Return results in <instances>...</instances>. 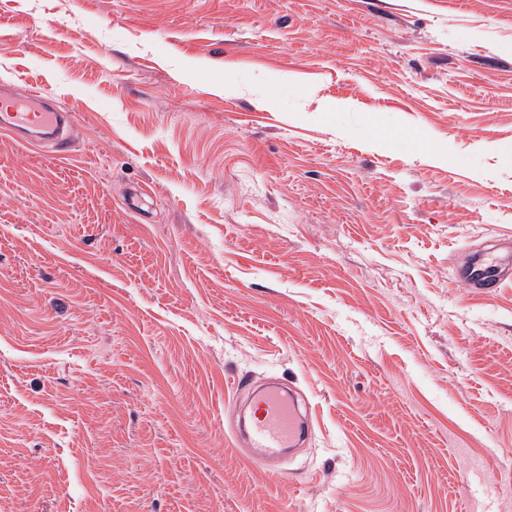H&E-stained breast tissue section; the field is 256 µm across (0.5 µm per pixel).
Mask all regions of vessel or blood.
<instances>
[{
  "mask_svg": "<svg viewBox=\"0 0 512 512\" xmlns=\"http://www.w3.org/2000/svg\"><path fill=\"white\" fill-rule=\"evenodd\" d=\"M68 113L50 107L43 96L0 90V131L14 138L52 146L57 157L70 150L66 131ZM512 278V240H499L491 250L477 253L454 271V277L474 287L489 277ZM262 413L243 432L251 458L265 468H273L288 449L299 447L314 426L310 407L300 406L293 395L270 385L256 393Z\"/></svg>",
  "mask_w": 512,
  "mask_h": 512,
  "instance_id": "1",
  "label": "vessel or blood"
}]
</instances>
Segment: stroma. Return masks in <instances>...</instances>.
<instances>
[{"label":"stroma","instance_id":"obj_1","mask_svg":"<svg viewBox=\"0 0 512 512\" xmlns=\"http://www.w3.org/2000/svg\"><path fill=\"white\" fill-rule=\"evenodd\" d=\"M1 85L0 512H512V0H0ZM0 131L14 138L51 145L57 157L63 158L70 150L66 131L70 116L50 107L42 95L18 94L1 86ZM512 267V243L504 238L498 240L495 248L477 253L454 271V277L474 287L488 284V277H498V282L510 278ZM262 413L243 427L251 459L266 469L273 468L290 448L300 446L314 426L309 403L303 409L293 397L276 385L254 395Z\"/></svg>","mask_w":512,"mask_h":512}]
</instances>
